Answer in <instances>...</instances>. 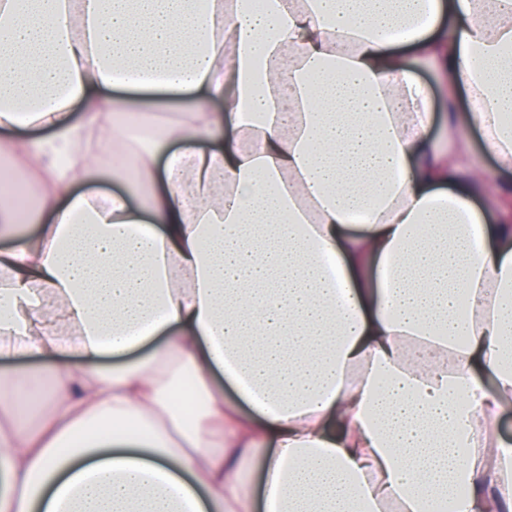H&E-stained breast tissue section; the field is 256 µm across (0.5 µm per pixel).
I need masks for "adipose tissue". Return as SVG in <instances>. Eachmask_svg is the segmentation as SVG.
Segmentation results:
<instances>
[{
  "label": "adipose tissue",
  "instance_id": "obj_1",
  "mask_svg": "<svg viewBox=\"0 0 512 512\" xmlns=\"http://www.w3.org/2000/svg\"><path fill=\"white\" fill-rule=\"evenodd\" d=\"M107 122L140 199L75 189ZM461 124L512 171V0H0L47 217L0 249V358L48 361L0 389V512H251L259 454L264 512H512V197ZM456 137L469 143L475 162L486 172L487 185H498L502 174L495 157L486 150L480 130L475 126L466 127L459 130Z\"/></svg>",
  "mask_w": 512,
  "mask_h": 512
}]
</instances>
